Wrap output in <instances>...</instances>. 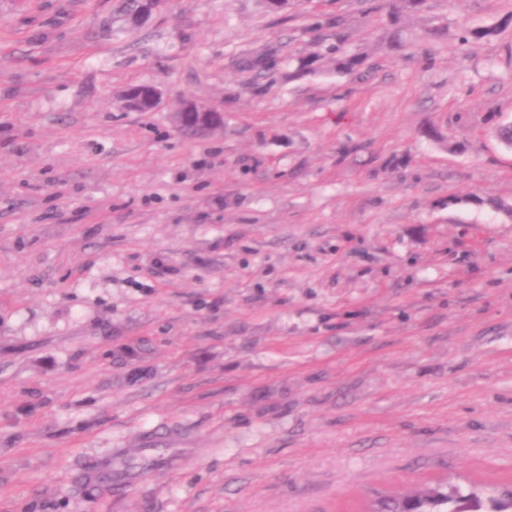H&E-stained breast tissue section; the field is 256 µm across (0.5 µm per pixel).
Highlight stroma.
Instances as JSON below:
<instances>
[{"instance_id": "35a3bbf8", "label": "stroma", "mask_w": 512, "mask_h": 512, "mask_svg": "<svg viewBox=\"0 0 512 512\" xmlns=\"http://www.w3.org/2000/svg\"><path fill=\"white\" fill-rule=\"evenodd\" d=\"M121 4L0 0V512L512 484V0ZM160 100L161 93L153 86H144L135 90H126L120 97L122 109L128 112L151 111L159 105ZM174 121L178 128L189 122L196 130L204 131L220 126L223 117L221 112L198 106L193 102H186L175 113Z\"/></svg>"}]
</instances>
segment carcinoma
Segmentation results:
<instances>
[{
  "label": "carcinoma",
  "mask_w": 512,
  "mask_h": 512,
  "mask_svg": "<svg viewBox=\"0 0 512 512\" xmlns=\"http://www.w3.org/2000/svg\"><path fill=\"white\" fill-rule=\"evenodd\" d=\"M368 56L336 53V69L356 72L365 66ZM512 512V489L501 493L490 492L475 486L462 489L458 486L435 484L408 494H399L383 500L376 512Z\"/></svg>",
  "instance_id": "1"
}]
</instances>
